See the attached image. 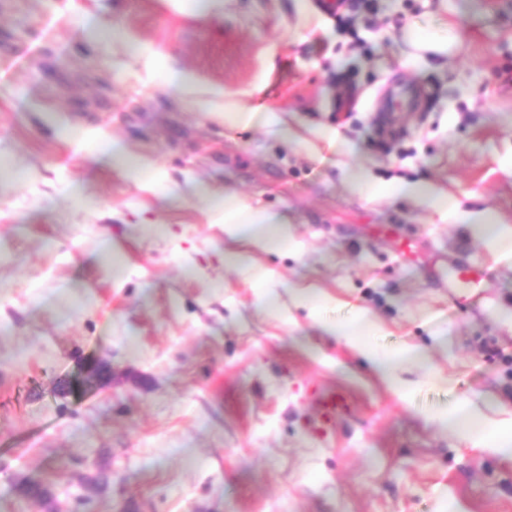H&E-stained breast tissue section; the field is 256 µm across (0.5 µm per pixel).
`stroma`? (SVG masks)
Segmentation results:
<instances>
[{
  "label": "stroma",
  "instance_id": "stroma-1",
  "mask_svg": "<svg viewBox=\"0 0 512 512\" xmlns=\"http://www.w3.org/2000/svg\"><path fill=\"white\" fill-rule=\"evenodd\" d=\"M325 2L0 0V512H512V462L433 421L490 399L512 421V254L348 178L423 179L512 227V0ZM443 21L445 66L406 64L402 31ZM397 86L413 102L384 111ZM229 93L274 120L225 125ZM199 184L287 214L290 249L252 251L274 311L219 261L236 243ZM464 264L485 285L449 293ZM360 311L366 347L427 352L410 399L321 334ZM329 386L357 401L330 447L307 428ZM112 168L119 171L127 180L135 183H142L150 177L146 168L132 162L121 151H112Z\"/></svg>",
  "mask_w": 512,
  "mask_h": 512
}]
</instances>
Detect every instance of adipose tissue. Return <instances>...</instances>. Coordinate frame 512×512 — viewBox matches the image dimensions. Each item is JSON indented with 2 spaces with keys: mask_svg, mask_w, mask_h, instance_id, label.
Wrapping results in <instances>:
<instances>
[{
  "mask_svg": "<svg viewBox=\"0 0 512 512\" xmlns=\"http://www.w3.org/2000/svg\"><path fill=\"white\" fill-rule=\"evenodd\" d=\"M358 188L373 193L384 192L392 197H407L418 200L425 206L436 211H454L456 205L448 195L438 192L434 186L426 181H396L387 186L377 185L365 169H358L352 175ZM206 201L210 211L219 214L224 219L225 233L234 239H249L254 246L269 252L288 251L292 241L291 227L287 215L269 210L249 203L242 196L227 192L224 194L206 193ZM460 221L468 223L469 230L474 237L482 238L493 236L496 246L504 251L512 252V231L498 230L497 234H490V226H497L499 218L494 211L487 210L476 217H469L466 213L457 212ZM369 322L364 315H356L351 323L323 321L319 328L323 335L337 339L350 347L357 357L368 367L372 368L389 390L399 394H406L407 384L398 373L401 364L423 359L424 353L413 347L400 348L386 354H380L365 348L353 335L356 327H368ZM493 402L484 405L464 403L455 410L436 415L435 423L453 434L481 443L485 429L489 423L487 412L493 409Z\"/></svg>",
  "mask_w": 512,
  "mask_h": 512,
  "instance_id": "1",
  "label": "adipose tissue"
}]
</instances>
